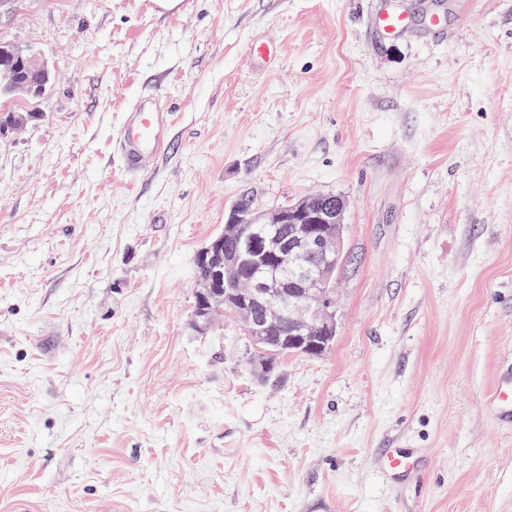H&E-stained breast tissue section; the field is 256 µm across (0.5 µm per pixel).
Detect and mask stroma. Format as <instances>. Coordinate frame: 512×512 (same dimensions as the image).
Segmentation results:
<instances>
[{
  "mask_svg": "<svg viewBox=\"0 0 512 512\" xmlns=\"http://www.w3.org/2000/svg\"><path fill=\"white\" fill-rule=\"evenodd\" d=\"M1 43L52 79L0 98L37 115L0 136V512H512V0H0ZM152 89L138 176L114 143ZM246 190L347 202L336 337L265 377L235 318L192 324ZM375 23L386 35L405 33L411 28V20L407 14L388 9L377 14ZM172 112L156 93L136 97L129 105L116 139L126 169L136 174L154 171L169 144ZM489 403L493 409L504 419L512 416V372L509 369L503 370L493 388ZM377 460L383 472L406 478L413 476L419 465L418 452L412 448H382Z\"/></svg>",
  "mask_w": 512,
  "mask_h": 512,
  "instance_id": "1",
  "label": "stroma"
}]
</instances>
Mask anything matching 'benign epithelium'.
Here are the masks:
<instances>
[{"instance_id": "1", "label": "benign epithelium", "mask_w": 512, "mask_h": 512, "mask_svg": "<svg viewBox=\"0 0 512 512\" xmlns=\"http://www.w3.org/2000/svg\"><path fill=\"white\" fill-rule=\"evenodd\" d=\"M50 71L27 48L0 46V92L44 94ZM345 201L304 195L266 210L240 202L224 230L196 253L207 272L195 279L194 327L205 332L215 312L232 311L250 339L252 368L265 375L274 353L296 349L316 356L336 335L330 282L340 269Z\"/></svg>"}]
</instances>
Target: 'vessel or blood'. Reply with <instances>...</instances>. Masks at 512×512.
Segmentation results:
<instances>
[{
    "instance_id": "1",
    "label": "vessel or blood",
    "mask_w": 512,
    "mask_h": 512,
    "mask_svg": "<svg viewBox=\"0 0 512 512\" xmlns=\"http://www.w3.org/2000/svg\"><path fill=\"white\" fill-rule=\"evenodd\" d=\"M375 23L387 35L401 34L411 27L407 14L388 9L377 14ZM171 122L172 112L158 94L145 93L130 103L116 139L117 151L128 171H154L170 144ZM489 403L501 417L512 416V372L505 370L499 374ZM377 460L384 472L406 478L413 476L419 465V455L411 448L380 449Z\"/></svg>"
}]
</instances>
